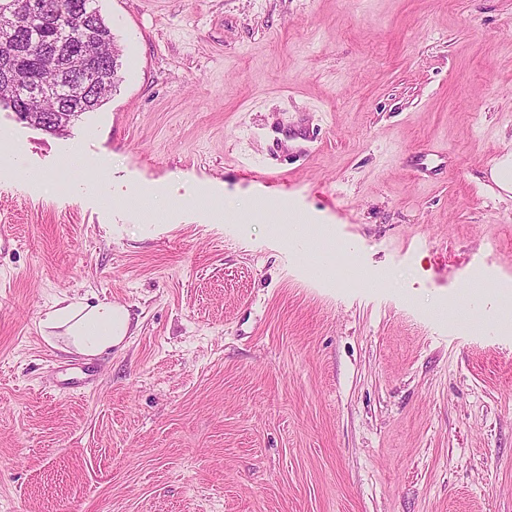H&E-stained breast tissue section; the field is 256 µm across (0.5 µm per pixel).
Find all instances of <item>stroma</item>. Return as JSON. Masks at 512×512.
<instances>
[{"label": "stroma", "mask_w": 512, "mask_h": 512, "mask_svg": "<svg viewBox=\"0 0 512 512\" xmlns=\"http://www.w3.org/2000/svg\"><path fill=\"white\" fill-rule=\"evenodd\" d=\"M97 7L110 100L0 106V512H512V0ZM65 295L140 321L76 392ZM89 87V93L92 96H96L98 99L95 103V105L92 107L91 111H83L78 109L68 110L67 112H58L56 105L49 100L44 101H38L35 103L27 104L24 101H19L14 103L13 105V111L14 112H55V115L52 117L50 124L48 122L41 123L39 127L42 130L49 132V133H56V127L58 124L61 123V120L65 118L66 116H70L71 112H77V114L73 115V117L68 121V125L73 123L75 120H78L81 115H83L86 112H93L94 110H97L100 108L105 101L108 100L109 96L113 92V90L117 87L118 82H113L112 85H109L107 88L102 89L100 92L98 90V87L95 83H93V80L89 77H87L86 82Z\"/></svg>", "instance_id": "35a3bbf8"}]
</instances>
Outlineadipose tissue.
<instances>
[{
    "label": "adipose tissue",
    "mask_w": 512,
    "mask_h": 512,
    "mask_svg": "<svg viewBox=\"0 0 512 512\" xmlns=\"http://www.w3.org/2000/svg\"><path fill=\"white\" fill-rule=\"evenodd\" d=\"M40 328L46 341L60 340L63 350L93 359L114 348L126 347L134 335L127 306L112 302L89 303L65 296L45 311Z\"/></svg>",
    "instance_id": "adipose-tissue-1"
}]
</instances>
